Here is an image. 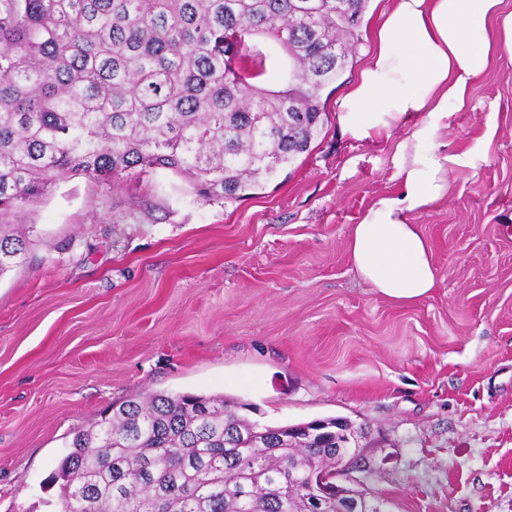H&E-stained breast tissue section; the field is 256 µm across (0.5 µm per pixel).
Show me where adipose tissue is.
Instances as JSON below:
<instances>
[{
	"label": "adipose tissue",
	"instance_id": "adipose-tissue-1",
	"mask_svg": "<svg viewBox=\"0 0 512 512\" xmlns=\"http://www.w3.org/2000/svg\"><path fill=\"white\" fill-rule=\"evenodd\" d=\"M371 43L336 119L360 143L405 129L397 145L401 190L361 214L348 255L380 296L416 304L438 288L439 272L414 217L447 197L448 173L464 163L444 152L439 132L449 113L468 107L478 79L512 61V10L505 0H390L377 15Z\"/></svg>",
	"mask_w": 512,
	"mask_h": 512
}]
</instances>
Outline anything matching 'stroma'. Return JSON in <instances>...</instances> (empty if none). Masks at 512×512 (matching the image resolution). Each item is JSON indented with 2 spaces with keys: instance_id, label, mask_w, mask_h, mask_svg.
Returning a JSON list of instances; mask_svg holds the SVG:
<instances>
[{
  "instance_id": "35a3bbf8",
  "label": "stroma",
  "mask_w": 512,
  "mask_h": 512,
  "mask_svg": "<svg viewBox=\"0 0 512 512\" xmlns=\"http://www.w3.org/2000/svg\"><path fill=\"white\" fill-rule=\"evenodd\" d=\"M381 7L308 152L250 195L202 202L164 170L117 188L75 176L18 225L25 259L0 275V512H59L41 483L74 432L156 391L221 394L271 426L349 418L390 512H512V63L439 135L467 158L416 218L440 284L392 303L347 239L398 192L405 132L358 143L336 121Z\"/></svg>"
}]
</instances>
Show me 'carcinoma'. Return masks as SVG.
I'll use <instances>...</instances> for the list:
<instances>
[{"label": "carcinoma", "mask_w": 512, "mask_h": 512, "mask_svg": "<svg viewBox=\"0 0 512 512\" xmlns=\"http://www.w3.org/2000/svg\"><path fill=\"white\" fill-rule=\"evenodd\" d=\"M0 0V274L23 261L11 232L57 183L114 187L157 169L201 201H234L306 152L322 92L361 44L368 0ZM268 41L287 57L262 77ZM222 395L112 403L43 483L59 512H309L349 424L327 440L262 426ZM326 512H378L360 490Z\"/></svg>", "instance_id": "cac0c4a2"}]
</instances>
